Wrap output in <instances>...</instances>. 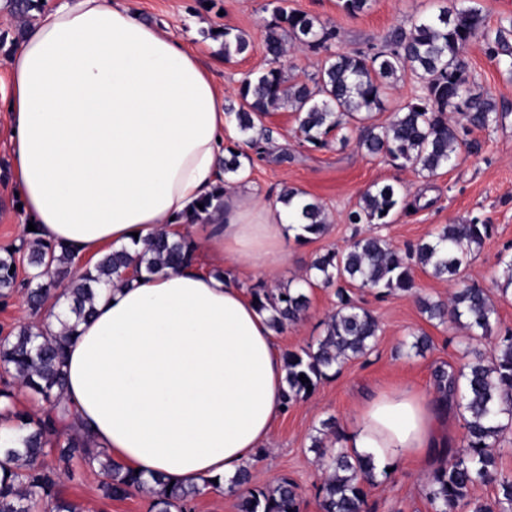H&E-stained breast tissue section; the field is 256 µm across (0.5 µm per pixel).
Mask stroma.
I'll use <instances>...</instances> for the list:
<instances>
[{
	"label": "stroma",
	"mask_w": 512,
	"mask_h": 512,
	"mask_svg": "<svg viewBox=\"0 0 512 512\" xmlns=\"http://www.w3.org/2000/svg\"><path fill=\"white\" fill-rule=\"evenodd\" d=\"M268 0H125L126 5L146 22L167 29L177 40L197 52L214 80L223 87L228 101H237L245 74H256L268 65L265 54V24L271 14ZM289 8L307 13L339 32L338 49L350 51L380 41L389 31L407 26L417 13L434 11L438 0H373L371 8L350 16L340 0H288ZM242 31L250 41L247 53L225 58L217 31ZM26 33L12 16L7 0H0V97L10 87L8 59ZM466 55L477 77L479 90L492 96L504 118L497 129L473 130L467 136L472 153L464 155L453 168L431 177L411 168L397 167L386 158H371L356 145L316 147L297 132L295 112L281 108L271 112L264 123L272 131L271 156L254 159L248 179L270 201H277L285 187L306 192L321 202L330 217L327 233L319 238L291 243L288 261L275 275L250 271L246 285L285 286L299 284L317 254L344 248L355 234L378 235L403 249L434 233L446 224L479 218L490 224L491 232L464 271L471 282L484 288L498 310L495 333L512 331V298H501L495 286L500 272L499 256L512 249V75L490 59L481 40H472ZM287 162H275L279 153ZM11 145L7 117L0 112V249L18 244L26 222L10 175ZM402 184L409 209L397 211L388 224H352L348 221L363 192L373 184ZM415 291L388 294L350 288L349 294L368 309L379 324L375 348L368 357L347 361L335 376L323 381L314 392L293 404L278 420L271 441L255 455L251 466L253 484L266 486L268 478L294 479L301 493V512H321L315 486L320 481L317 456L310 451L315 427L335 417L340 430H347L359 406L381 391L408 383L425 390L433 386L437 366L456 369L466 361L468 336L452 323L428 320L417 297L447 300L452 291L447 281L415 270ZM336 306L335 291L315 288L304 321L287 326L283 332L286 349L307 346L324 332V321ZM426 334L432 346L424 353H408L413 337ZM428 473L404 465L396 466L383 483L368 487V512H432L425 497ZM63 494L78 503L82 512H148L150 500L137 494L124 500H102L95 472L74 466L63 479Z\"/></svg>",
	"instance_id": "35a3bbf8"
}]
</instances>
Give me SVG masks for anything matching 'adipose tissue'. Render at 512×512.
I'll list each match as a JSON object with an SVG mask.
<instances>
[{"label":"adipose tissue","instance_id":"obj_1","mask_svg":"<svg viewBox=\"0 0 512 512\" xmlns=\"http://www.w3.org/2000/svg\"><path fill=\"white\" fill-rule=\"evenodd\" d=\"M5 103L13 182L37 239L80 260L141 252L223 188L189 265L102 285L65 365V402L95 452L143 478H233L282 414L283 349L240 270L268 271L307 238L282 203L222 160L239 134L199 55L122 0H63L9 59ZM452 405L396 389L359 411L345 435L377 470L433 459Z\"/></svg>","mask_w":512,"mask_h":512}]
</instances>
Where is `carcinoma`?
I'll list each match as a JSON object with an SVG mask.
<instances>
[{
	"label": "carcinoma",
	"mask_w": 512,
	"mask_h": 512,
	"mask_svg": "<svg viewBox=\"0 0 512 512\" xmlns=\"http://www.w3.org/2000/svg\"><path fill=\"white\" fill-rule=\"evenodd\" d=\"M286 0H270V22L265 24V48L269 66L241 83L238 105H224L243 143L258 158L269 155L272 131L262 119L270 112L289 106L297 114L298 129L306 142L316 147L329 145L327 136L335 131L341 146L358 134L357 145L370 156H385L411 167L417 174L435 175L443 168L459 164L472 143L460 130L494 129L502 113L490 97L475 92L476 77L471 73L465 49L474 39L485 44L490 57L512 75V20L492 27L476 0H445V5L429 14L413 15L409 27L389 32L381 44L366 49L335 50L338 32L308 14L288 9ZM224 38V57L248 52L250 44L231 28L214 34ZM302 50L325 53V59L311 82L288 84L280 65L286 42ZM411 75L420 86L405 104L385 122L378 121L384 90L400 78ZM224 177L244 171L240 158L251 156L228 149ZM278 201L288 206L297 222L315 237L328 229L324 207L305 198L296 188H285ZM405 201L402 185L375 184L360 197L349 215L352 224H389ZM491 225L469 220L445 224L430 239L409 245L405 250L374 235L354 238L344 249H329L310 264L313 278L325 288H336V310L328 316L324 334L316 342L284 353L287 390L284 406L290 407L336 374V368L350 359L370 354L378 324L373 315L356 304L345 285L369 291L412 292L414 270L419 268L453 283L448 302L430 301L421 296V312L431 320L451 322L467 330L469 339L491 340L490 353L470 350L472 358L459 370L443 366L433 371L437 390L449 392L464 420L463 447L448 463L427 478L426 497L433 512H508L512 509V476L498 470L501 439L512 427V331L492 335L497 310L485 289L467 282L462 270L472 260ZM195 243L188 237L173 238L161 233L148 241L141 254L133 257L126 250L104 254L93 267H82L72 251L55 249L40 240L4 250L0 255V302L5 304L17 287L18 259L26 260L30 316L42 320L45 305L64 303V312L80 321L91 315L94 286L113 280H128V270L147 265L151 273L165 268L178 269L193 259ZM497 282L500 296L512 291V254L501 258ZM259 309L273 311L272 325L281 332L285 326L301 322L309 308L302 288H251ZM74 327L67 326L56 336L44 334L34 323H27L0 338V398L11 404L0 410L15 423L22 447L6 448V461L16 466H0V512H80V506L64 497L62 475L72 473L78 463L99 476L100 497L120 500L134 493L150 496L149 512H191L190 503L202 494L195 484L164 483L159 490H146L147 482L119 464L98 461L74 426L64 405L65 359ZM305 375L309 383L299 380ZM27 388L41 406L38 415L15 409L14 385ZM334 436V446L323 445V436ZM336 420L321 422L312 437L311 450L321 466L318 487L322 512H365V486L374 485L378 476L371 457L351 456L342 444ZM99 466H94V463ZM251 474L244 469L230 481L240 490L238 512H300L298 486L287 478L264 488L250 486ZM496 485L492 499H475L477 484Z\"/></svg>",
	"instance_id": "obj_1"
}]
</instances>
